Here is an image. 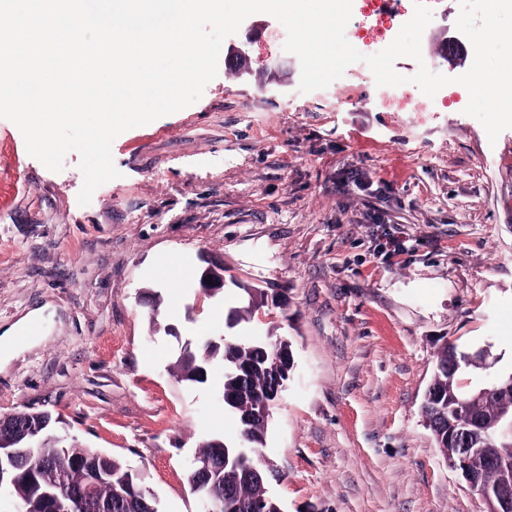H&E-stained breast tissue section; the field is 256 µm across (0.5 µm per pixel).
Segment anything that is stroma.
Returning <instances> with one entry per match:
<instances>
[{
  "label": "stroma",
  "mask_w": 512,
  "mask_h": 512,
  "mask_svg": "<svg viewBox=\"0 0 512 512\" xmlns=\"http://www.w3.org/2000/svg\"><path fill=\"white\" fill-rule=\"evenodd\" d=\"M456 19L439 0L421 40L449 76L474 56ZM278 26L248 17L197 102L117 136L121 176L88 205L78 154L52 172L0 119V332L43 315L0 367V417L48 413L140 471L163 512H198L196 450L240 427L222 366L203 384L170 367L189 342L281 336L294 367L260 452L283 512H484L421 406L445 344L495 356L469 385L512 371V129L492 143L460 110H379L365 81L299 92ZM205 255L284 306L228 327L239 291L200 298Z\"/></svg>",
  "instance_id": "stroma-1"
}]
</instances>
